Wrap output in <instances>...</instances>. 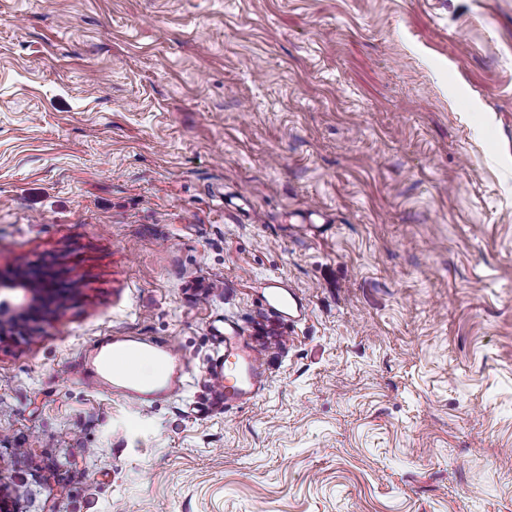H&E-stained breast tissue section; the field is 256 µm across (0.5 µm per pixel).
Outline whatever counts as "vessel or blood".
I'll return each mask as SVG.
<instances>
[{
    "instance_id": "obj_1",
    "label": "vessel or blood",
    "mask_w": 512,
    "mask_h": 512,
    "mask_svg": "<svg viewBox=\"0 0 512 512\" xmlns=\"http://www.w3.org/2000/svg\"><path fill=\"white\" fill-rule=\"evenodd\" d=\"M262 301L269 309L295 318L305 312L299 294L282 280L267 281ZM218 340L224 351L212 360L208 374L225 405L231 406L260 391L265 371L258 352L233 324H225ZM148 357L155 360L157 370L145 381L139 366ZM187 373L183 355L171 343L142 336H116L97 347L91 367L83 371L82 378L94 389L111 384L114 396L144 407L183 393Z\"/></svg>"
}]
</instances>
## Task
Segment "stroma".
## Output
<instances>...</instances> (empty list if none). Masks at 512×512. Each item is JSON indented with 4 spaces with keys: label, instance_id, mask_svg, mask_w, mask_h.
<instances>
[{
    "label": "stroma",
    "instance_id": "35a3bbf8",
    "mask_svg": "<svg viewBox=\"0 0 512 512\" xmlns=\"http://www.w3.org/2000/svg\"><path fill=\"white\" fill-rule=\"evenodd\" d=\"M23 268L66 296L0 338L10 512H512V0H0ZM227 322L267 375L231 409ZM112 334L187 391L87 387ZM262 303L276 312L300 318L305 307L296 290L283 280H269L262 292ZM291 312V313H290ZM152 357L156 374L142 380L139 366ZM78 366L82 379L91 388L100 389L112 381V394L141 407L167 400L185 391L188 369L181 352L170 342H160L142 336H112V340L95 350L91 367Z\"/></svg>",
    "mask_w": 512,
    "mask_h": 512
}]
</instances>
